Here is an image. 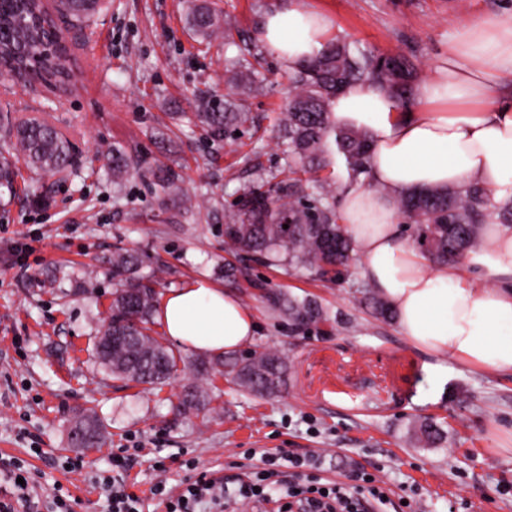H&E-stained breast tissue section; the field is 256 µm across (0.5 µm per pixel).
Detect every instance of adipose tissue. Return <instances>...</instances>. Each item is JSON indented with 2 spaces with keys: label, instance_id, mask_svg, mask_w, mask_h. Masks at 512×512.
I'll list each match as a JSON object with an SVG mask.
<instances>
[{
  "label": "adipose tissue",
  "instance_id": "obj_1",
  "mask_svg": "<svg viewBox=\"0 0 512 512\" xmlns=\"http://www.w3.org/2000/svg\"><path fill=\"white\" fill-rule=\"evenodd\" d=\"M333 22L295 0L264 12L262 42L288 66L317 55ZM512 14L461 24L448 55L398 109L358 83L331 103L337 127L374 138L368 186L340 198L346 233L360 248L362 278L386 301L417 350L465 367L512 376V224H494L460 264L429 265L399 222V201L433 188L484 187L512 199ZM157 319L176 344L207 356L252 342L257 324L238 295L199 278L168 291Z\"/></svg>",
  "mask_w": 512,
  "mask_h": 512
}]
</instances>
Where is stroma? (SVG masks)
I'll return each instance as SVG.
<instances>
[{"mask_svg": "<svg viewBox=\"0 0 512 512\" xmlns=\"http://www.w3.org/2000/svg\"><path fill=\"white\" fill-rule=\"evenodd\" d=\"M236 27L234 38L259 45V17L275 0H210ZM326 13L332 37L351 48L400 54L427 78L448 53L458 27L512 11V0H298ZM190 0H104L99 13L66 32V89L0 79V110L12 122L44 119L71 142L67 172L0 194V459L24 460L44 489L63 487L74 512H105L97 481L112 454L131 451L126 474L161 512L149 490L159 479L192 478L187 460L235 488L245 453L259 448L319 455L323 477L343 476L360 493L364 473H381L420 512H512V377L467 370L417 351L395 321L375 319L358 265L337 280L270 266L228 252L224 216L255 169L282 168L274 126L288 103L286 68L264 55L263 91L247 95L253 126L228 140L188 122L200 101L230 94L224 37L199 43L186 17ZM120 152L129 173L113 183L103 160ZM173 169L180 188L164 193L155 173ZM135 250L158 293L205 276L237 291L258 324L254 346L288 363L274 398L238 390L230 380L197 375L195 354L162 388L108 376L93 342L110 312L109 259ZM315 297L329 322L297 326L272 308L266 289ZM211 397L177 415L184 389ZM94 410L104 442L83 452L69 441L76 415ZM444 432L441 443L411 438L413 421ZM162 455L165 473L153 468ZM82 456L73 473L64 457Z\"/></svg>", "mask_w": 512, "mask_h": 512, "instance_id": "35a3bbf8", "label": "stroma"}]
</instances>
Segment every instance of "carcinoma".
<instances>
[{
	"label": "carcinoma",
	"mask_w": 512,
	"mask_h": 512,
	"mask_svg": "<svg viewBox=\"0 0 512 512\" xmlns=\"http://www.w3.org/2000/svg\"><path fill=\"white\" fill-rule=\"evenodd\" d=\"M99 7L100 0H58L57 12L75 28ZM187 22L197 37L208 40L218 29L219 19L209 5L200 4L191 8ZM0 28L20 48L19 54L6 58L0 45V61L12 68L15 81L65 79L61 71L46 66L47 44L54 40L63 43L65 38L42 0H0ZM417 78L414 67L398 56L355 52L341 42L295 66L288 76V107L277 123L285 164L292 175L291 192L284 195L279 186L264 183L244 191L224 224L227 246L255 254L269 264L304 268L318 276L326 264L347 268L357 245L337 223L335 168L339 164L344 167L349 184H365L373 138L363 130L336 127L330 104L351 85L370 82L404 108ZM229 81L238 89L251 91L260 85L261 73L249 60L239 59L229 70ZM189 122L228 138L250 122V115L226 97L222 105L209 102L192 113ZM5 128L28 167L53 176L71 165L69 141L47 122L28 119L16 125L7 123ZM399 211L406 223L417 227L419 248L434 262H452L456 253L467 252L485 224H512V202L497 203L476 184L410 194L400 200ZM138 271L135 253L121 248L112 253V277L119 288L112 293L110 324L119 334L133 329L135 339L107 347L98 361L111 375L159 387L177 371V358L152 335L157 292L154 281L139 276ZM364 296L374 315L388 316L389 309L375 289H364ZM278 307L294 323L301 317L307 323L327 320L326 312L312 297L282 295ZM131 311L137 316L133 326L129 325ZM215 365L232 367L240 390L255 395H263L267 387L280 390L285 383V358L269 348L254 349L247 358L229 355L201 360L195 370L203 375ZM207 399L205 391L191 386L179 397V404L187 411ZM73 427L91 431L86 448L99 445L104 438V426L90 411L78 415ZM412 432L418 441L433 444L438 440L427 422H416Z\"/></svg>",
	"instance_id": "carcinoma-1"
}]
</instances>
